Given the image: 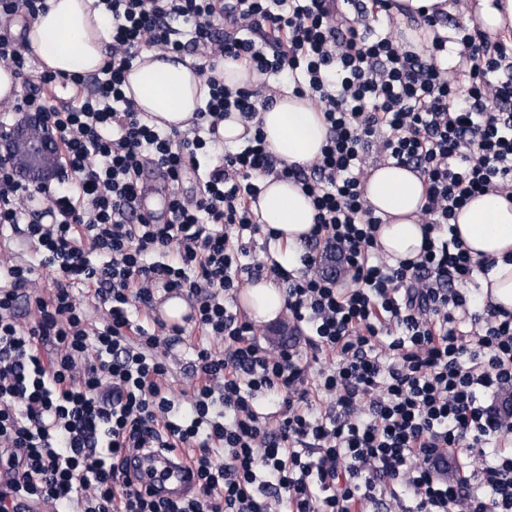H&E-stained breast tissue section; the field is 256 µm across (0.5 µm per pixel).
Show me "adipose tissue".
Segmentation results:
<instances>
[{
	"label": "adipose tissue",
	"instance_id": "1",
	"mask_svg": "<svg viewBox=\"0 0 512 512\" xmlns=\"http://www.w3.org/2000/svg\"><path fill=\"white\" fill-rule=\"evenodd\" d=\"M471 16L489 35L512 37V0H475ZM25 39L49 69L93 72L106 60L111 32L92 0H46ZM128 83L146 119L166 129L187 127L205 94L190 60L174 61L158 51L133 66ZM260 120L269 147L287 162L308 165L320 157L326 129L310 99L285 91ZM425 193L422 178L391 162L371 168L363 183L367 205L382 220L378 242L393 258H413L421 250ZM257 210L261 222L279 233L276 260L296 268L297 248L313 222L310 199L291 181L269 177ZM455 227L473 258H497L488 289L493 302L512 311V201L498 193L475 196L459 212ZM243 300L259 322L275 320L284 306L281 291L264 280L250 284Z\"/></svg>",
	"mask_w": 512,
	"mask_h": 512
}]
</instances>
